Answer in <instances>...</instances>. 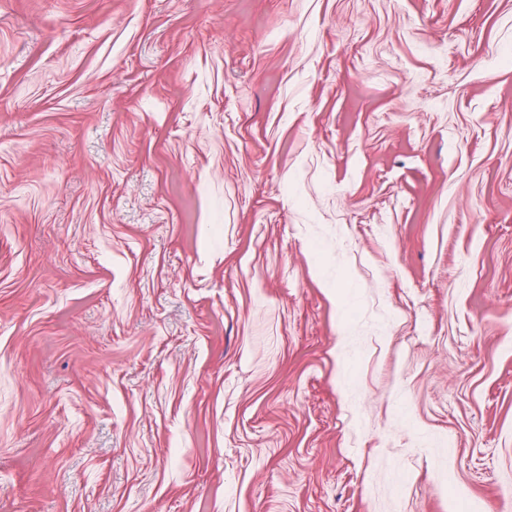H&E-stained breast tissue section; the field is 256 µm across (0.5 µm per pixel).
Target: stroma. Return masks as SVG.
Instances as JSON below:
<instances>
[{"label":"stroma","instance_id":"1","mask_svg":"<svg viewBox=\"0 0 512 512\" xmlns=\"http://www.w3.org/2000/svg\"><path fill=\"white\" fill-rule=\"evenodd\" d=\"M512 0H0V512H512Z\"/></svg>","mask_w":512,"mask_h":512}]
</instances>
